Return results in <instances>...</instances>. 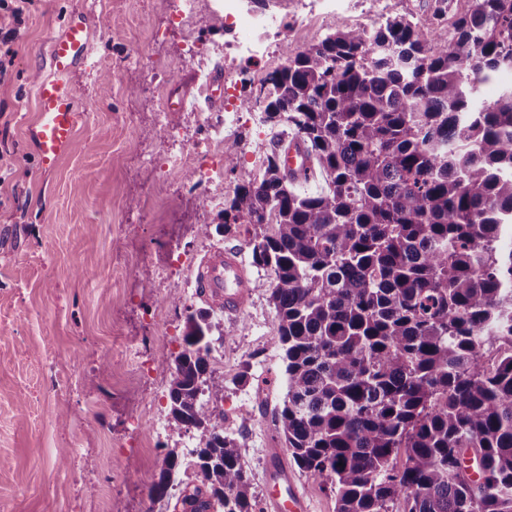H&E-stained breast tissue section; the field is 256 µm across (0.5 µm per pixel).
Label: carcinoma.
Returning <instances> with one entry per match:
<instances>
[{
    "mask_svg": "<svg viewBox=\"0 0 512 512\" xmlns=\"http://www.w3.org/2000/svg\"><path fill=\"white\" fill-rule=\"evenodd\" d=\"M503 72L512 0H471L449 32L338 29L268 78L266 122L288 117L325 187L297 191L274 145L224 232L267 276L287 379L274 425L336 512H512V85L477 97ZM210 329L190 313L170 365L169 414L200 444L182 512H262L203 404L224 397Z\"/></svg>",
    "mask_w": 512,
    "mask_h": 512,
    "instance_id": "carcinoma-1",
    "label": "carcinoma"
}]
</instances>
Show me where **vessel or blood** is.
Here are the masks:
<instances>
[{
  "instance_id": "1",
  "label": "vessel or blood",
  "mask_w": 512,
  "mask_h": 512,
  "mask_svg": "<svg viewBox=\"0 0 512 512\" xmlns=\"http://www.w3.org/2000/svg\"><path fill=\"white\" fill-rule=\"evenodd\" d=\"M88 26L87 17L69 18L64 35L50 47V76L32 87L38 112L33 134L45 168L53 166L75 142L77 113L72 79L99 52L90 39ZM196 283L198 295L213 309L227 314L242 312L256 286L241 252L231 247L213 251L200 263ZM266 481L267 512H309L304 493L282 464L280 449L267 451Z\"/></svg>"
}]
</instances>
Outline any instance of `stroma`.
Returning <instances> with one entry per match:
<instances>
[{
	"instance_id": "stroma-1",
	"label": "stroma",
	"mask_w": 512,
	"mask_h": 512,
	"mask_svg": "<svg viewBox=\"0 0 512 512\" xmlns=\"http://www.w3.org/2000/svg\"><path fill=\"white\" fill-rule=\"evenodd\" d=\"M435 0H336L322 14L306 0H255L251 11L288 20L283 43L259 63L239 64L236 98L263 99L268 77L336 29L373 32L386 18L432 23ZM174 0H34L19 28L12 79L0 89V512H175L195 477L182 467L170 497L151 498L169 450L188 454L192 433L167 409L169 365L180 351L186 317L205 308L193 286L197 263L212 250L245 247L224 235L222 207L187 195L192 163L162 179L153 157L169 147L161 131L199 141L198 111L170 112L169 93L218 59L185 61L187 35L204 45L248 35L229 30L215 0H198L191 33L173 26ZM91 19L100 52L76 72L75 145L41 168L32 131L31 87L49 76L47 52L66 20ZM260 113L245 116L224 158L221 197L258 176L278 138ZM209 233H202V226ZM191 267L161 275L172 254ZM212 378L224 385L213 405L235 438L258 498H266L265 451L281 447L273 422L287 384L276 343L275 311L255 289L236 315L211 311ZM149 363V374L139 373ZM248 382H240V373Z\"/></svg>"
}]
</instances>
